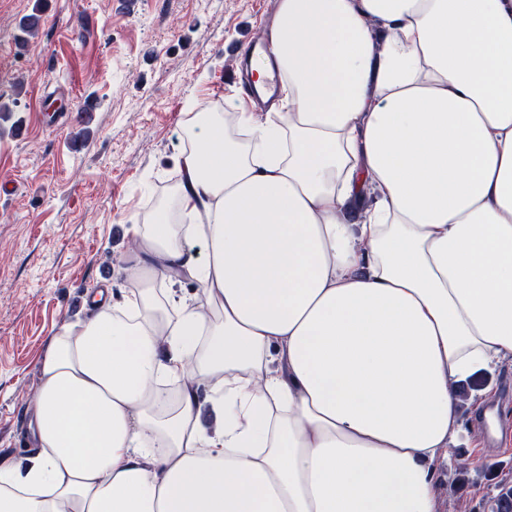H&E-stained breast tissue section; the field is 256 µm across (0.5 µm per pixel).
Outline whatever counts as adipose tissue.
Returning a JSON list of instances; mask_svg holds the SVG:
<instances>
[{
    "label": "adipose tissue",
    "instance_id": "1",
    "mask_svg": "<svg viewBox=\"0 0 512 512\" xmlns=\"http://www.w3.org/2000/svg\"><path fill=\"white\" fill-rule=\"evenodd\" d=\"M251 70L279 111L195 113L0 512H441L458 385L512 363V0H279Z\"/></svg>",
    "mask_w": 512,
    "mask_h": 512
}]
</instances>
